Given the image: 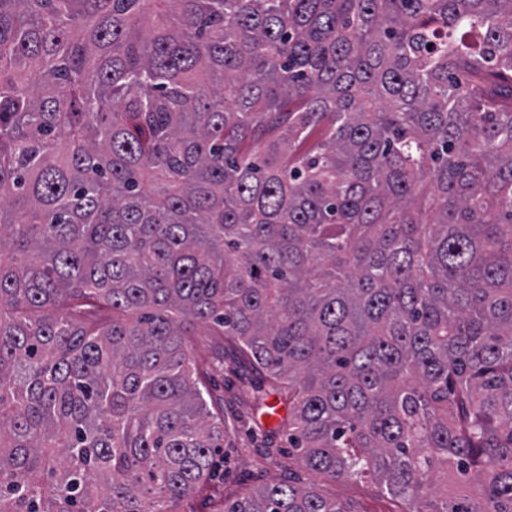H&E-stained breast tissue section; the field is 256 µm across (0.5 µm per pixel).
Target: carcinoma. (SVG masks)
<instances>
[{"label":"carcinoma","mask_w":512,"mask_h":512,"mask_svg":"<svg viewBox=\"0 0 512 512\" xmlns=\"http://www.w3.org/2000/svg\"><path fill=\"white\" fill-rule=\"evenodd\" d=\"M199 325L307 471L512 512V0H0V512L210 485Z\"/></svg>","instance_id":"obj_1"}]
</instances>
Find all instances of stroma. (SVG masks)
<instances>
[{"instance_id":"35a3bbf8","label":"stroma","mask_w":512,"mask_h":512,"mask_svg":"<svg viewBox=\"0 0 512 512\" xmlns=\"http://www.w3.org/2000/svg\"><path fill=\"white\" fill-rule=\"evenodd\" d=\"M219 336L198 330L192 345L198 354L205 355L220 349L223 359L208 369V387L218 410L224 411L232 428L224 439L217 465L222 479L219 491H201L180 503L178 512H222L225 502L251 494L261 484L286 481L297 475L302 484L317 483L320 492L331 499L351 504L356 512H388L390 505L380 495L375 483L367 479H341L314 481L295 456L286 452L288 435L276 431V419L261 415L251 403L259 382L255 374L246 372L234 361L232 349L224 348ZM275 437H268V430ZM280 448V455L268 456L267 444Z\"/></svg>"}]
</instances>
